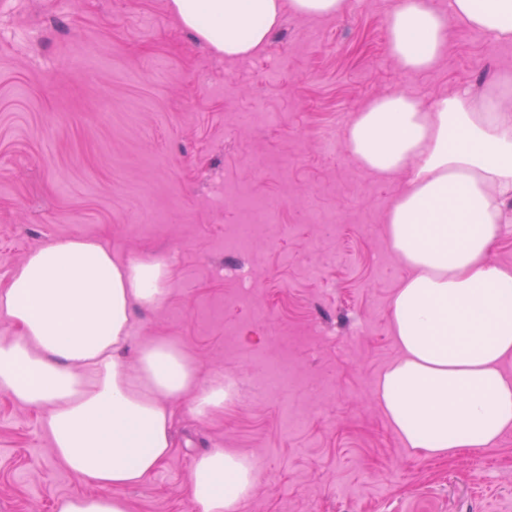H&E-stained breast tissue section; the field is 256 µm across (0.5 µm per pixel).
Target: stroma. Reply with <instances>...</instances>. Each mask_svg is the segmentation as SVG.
I'll use <instances>...</instances> for the list:
<instances>
[{
  "label": "stroma",
  "instance_id": "35a3bbf8",
  "mask_svg": "<svg viewBox=\"0 0 512 512\" xmlns=\"http://www.w3.org/2000/svg\"><path fill=\"white\" fill-rule=\"evenodd\" d=\"M167 5L0 0V289L56 238L162 258L170 293L136 309L139 335L233 385L223 412L182 409L177 448L126 491L130 512H191L193 458L214 447L255 460L239 512H512V431L430 456L377 400L400 356L389 306L407 270L384 215L403 180L346 144L376 96L430 107L511 72L512 41L455 24L438 65L407 75L386 50L392 0H347L333 18L284 11L264 49L228 61ZM241 224L252 243L230 249ZM269 360L292 371L283 390L261 385ZM77 490L95 487L57 464L39 412L0 393V512H53Z\"/></svg>",
  "mask_w": 512,
  "mask_h": 512
}]
</instances>
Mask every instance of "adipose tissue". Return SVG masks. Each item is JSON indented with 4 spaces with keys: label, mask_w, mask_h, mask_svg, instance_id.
Segmentation results:
<instances>
[{
    "label": "adipose tissue",
    "mask_w": 512,
    "mask_h": 512,
    "mask_svg": "<svg viewBox=\"0 0 512 512\" xmlns=\"http://www.w3.org/2000/svg\"><path fill=\"white\" fill-rule=\"evenodd\" d=\"M346 0H169L180 26L234 59L262 50L284 10L333 17ZM462 24L512 40V0H399L387 44L407 74L434 68L449 29ZM346 140L356 163L380 178L405 176L388 208L389 247L407 269L392 304L401 357L376 396L406 447L433 456L487 448L512 430V268L490 254L512 222V73L461 89L430 108L400 92L355 114ZM160 261L122 263L82 236L32 251L0 290V392L42 410L56 462L97 488L60 498L54 512H129L126 489L173 453L178 407L224 408V381L203 380L166 338L132 336L135 307L169 294ZM258 482L251 457L208 448L194 459L191 495L201 512H238Z\"/></svg>",
    "instance_id": "1"
}]
</instances>
